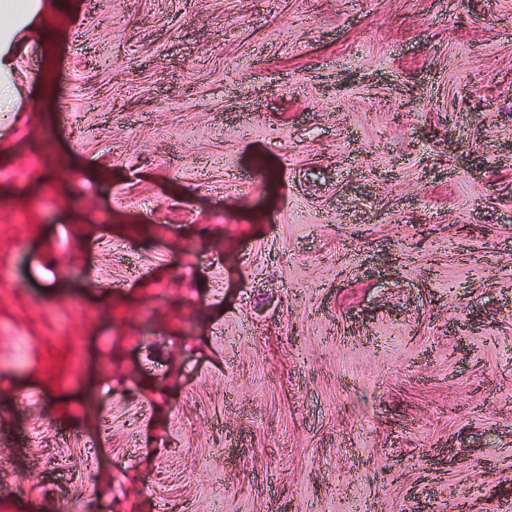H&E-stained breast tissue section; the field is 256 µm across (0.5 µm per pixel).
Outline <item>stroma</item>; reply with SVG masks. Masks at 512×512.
I'll list each match as a JSON object with an SVG mask.
<instances>
[{
	"mask_svg": "<svg viewBox=\"0 0 512 512\" xmlns=\"http://www.w3.org/2000/svg\"><path fill=\"white\" fill-rule=\"evenodd\" d=\"M38 26L0 112V512H512V0Z\"/></svg>",
	"mask_w": 512,
	"mask_h": 512,
	"instance_id": "35a3bbf8",
	"label": "stroma"
}]
</instances>
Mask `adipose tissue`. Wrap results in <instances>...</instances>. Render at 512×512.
Listing matches in <instances>:
<instances>
[{"label": "adipose tissue", "instance_id": "obj_1", "mask_svg": "<svg viewBox=\"0 0 512 512\" xmlns=\"http://www.w3.org/2000/svg\"><path fill=\"white\" fill-rule=\"evenodd\" d=\"M43 0H0V89H10L15 69L13 46L18 37L32 30L43 12Z\"/></svg>", "mask_w": 512, "mask_h": 512}]
</instances>
